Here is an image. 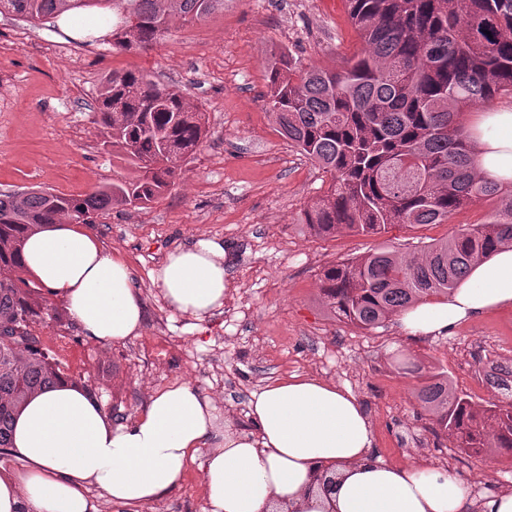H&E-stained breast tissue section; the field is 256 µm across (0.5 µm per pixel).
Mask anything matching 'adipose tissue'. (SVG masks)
I'll list each match as a JSON object with an SVG mask.
<instances>
[{"instance_id":"adipose-tissue-1","label":"adipose tissue","mask_w":512,"mask_h":512,"mask_svg":"<svg viewBox=\"0 0 512 512\" xmlns=\"http://www.w3.org/2000/svg\"><path fill=\"white\" fill-rule=\"evenodd\" d=\"M486 180L512 184V104L473 113L466 129ZM24 270L62 299L81 334L119 343L143 329L131 269L81 225L47 224L28 234ZM228 255L223 240L196 239L168 253L151 280L173 310L202 322L224 306ZM512 307V245L472 267L441 300L399 318L411 338L438 336L489 310ZM252 430L218 414L189 382L156 391L131 422L114 424L79 384L59 379L28 398L12 452L23 474L0 471V512H100L90 496L142 507L170 493L198 449L205 512H512V491L478 500L447 471L385 463L349 391L315 377L265 385L249 402Z\"/></svg>"}]
</instances>
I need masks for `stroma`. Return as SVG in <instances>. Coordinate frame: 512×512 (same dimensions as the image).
Instances as JSON below:
<instances>
[{
  "label": "stroma",
  "mask_w": 512,
  "mask_h": 512,
  "mask_svg": "<svg viewBox=\"0 0 512 512\" xmlns=\"http://www.w3.org/2000/svg\"><path fill=\"white\" fill-rule=\"evenodd\" d=\"M64 34L57 22L33 27L0 14V191L43 187L83 195L131 169L102 144L96 95L109 73L136 71L181 91L208 117V136L168 191L142 207L99 212L88 232L128 261L145 308L140 335L112 344L86 339L71 318L32 332L68 379L95 393L113 423L141 413L151 395L192 382L219 413L251 428L248 405L262 385L311 376L351 390L374 428V451L390 464L421 457L469 491L512 486V460L468 456L453 448L414 397L416 381L398 372L411 358L446 372L459 394L494 400L486 359H512V309L486 313L434 338L407 340L396 321L363 330L336 320L319 300L324 267L390 244L407 251L484 223L476 202L442 224L392 226L379 237L339 233L315 238L304 210L328 174L278 131L265 99L268 64L285 49L303 63L340 65L360 47L344 0H224L223 10L176 24L147 49L113 48L108 36ZM191 238L223 240L229 292L220 312L196 322L172 311L150 272ZM199 449L182 482L156 503L101 512H203Z\"/></svg>",
  "instance_id": "stroma-1"
}]
</instances>
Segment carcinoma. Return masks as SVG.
<instances>
[{"instance_id": "obj_1", "label": "carcinoma", "mask_w": 512, "mask_h": 512, "mask_svg": "<svg viewBox=\"0 0 512 512\" xmlns=\"http://www.w3.org/2000/svg\"><path fill=\"white\" fill-rule=\"evenodd\" d=\"M362 48L339 69L274 54L267 104L280 132L330 175L303 213L314 237L378 235L395 224H442L476 201L492 205L483 224L399 253L367 252L325 268L320 295L336 319L369 330L431 296L455 289L470 268L512 244V186L476 170L461 116L512 95V0H345ZM224 0H0V14L29 23L92 9L112 21V44L147 48L177 23L199 20ZM491 35H486V32ZM95 123L104 144L137 175L85 195L31 188L0 192V453L29 395L63 377L31 333L62 314L19 263L26 235L43 224L92 223L99 211L146 205L179 176L207 138L205 112L182 93L134 71L101 81ZM414 396L439 432L466 454L512 458V367L488 360L483 375L498 401L477 403L436 367L405 360Z\"/></svg>"}]
</instances>
